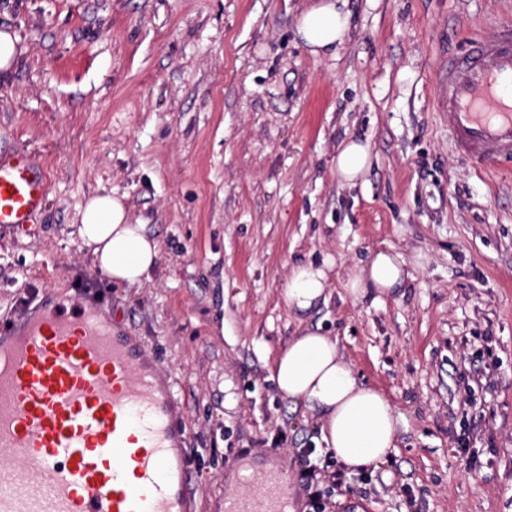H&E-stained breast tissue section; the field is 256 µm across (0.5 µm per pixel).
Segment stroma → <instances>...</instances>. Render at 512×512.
<instances>
[{
    "label": "stroma",
    "mask_w": 512,
    "mask_h": 512,
    "mask_svg": "<svg viewBox=\"0 0 512 512\" xmlns=\"http://www.w3.org/2000/svg\"><path fill=\"white\" fill-rule=\"evenodd\" d=\"M314 2L0 0L23 47L0 72V152L35 151L49 182L34 224L0 231V321L94 283L175 384L199 512H224L242 462L257 487L267 462L287 469L296 512L303 461L337 469L273 380L312 327L401 419L386 464L325 482L326 512H512V170L467 167L434 102L449 57L512 24V0H347L349 34L322 57L296 36ZM350 139L371 150L352 187L333 165ZM98 193L159 243L141 286L105 279L80 239ZM380 250L405 257V283L354 297L349 269ZM300 260L333 263L304 313L282 299Z\"/></svg>",
    "instance_id": "stroma-1"
}]
</instances>
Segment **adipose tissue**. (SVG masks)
<instances>
[{
	"label": "adipose tissue",
	"instance_id": "ef3b65f1",
	"mask_svg": "<svg viewBox=\"0 0 512 512\" xmlns=\"http://www.w3.org/2000/svg\"><path fill=\"white\" fill-rule=\"evenodd\" d=\"M348 31L345 0H317L296 23L299 41L315 56L335 53ZM370 164L367 143L349 140L336 150L334 166L346 185H355ZM78 233L99 271L113 282L139 285L159 259L157 241L144 225L130 223L124 202L111 194L87 200L79 213ZM406 265L402 254L377 252L366 266L349 271V290L357 297L371 288L381 296L390 294L404 283ZM328 287L323 266L299 261L290 269L282 297L288 307L303 312L327 301ZM273 379L280 394L316 415L323 442L348 472L388 461L399 417L380 391L358 382L337 339L316 329L302 331L278 357Z\"/></svg>",
	"mask_w": 512,
	"mask_h": 512
}]
</instances>
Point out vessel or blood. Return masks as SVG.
Segmentation results:
<instances>
[{"instance_id":"b4317fda","label":"vessel or blood","mask_w":512,"mask_h":512,"mask_svg":"<svg viewBox=\"0 0 512 512\" xmlns=\"http://www.w3.org/2000/svg\"><path fill=\"white\" fill-rule=\"evenodd\" d=\"M441 101L470 166L512 165V32L448 60ZM48 180L0 154V227L32 223ZM0 512H196L184 409L147 342L96 300L42 295L0 323ZM287 512L271 490L224 512Z\"/></svg>"}]
</instances>
